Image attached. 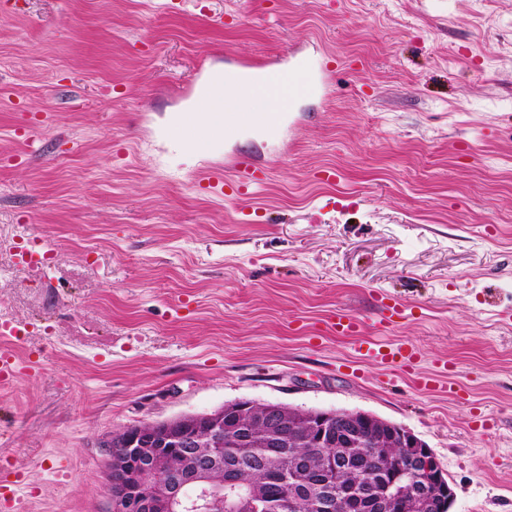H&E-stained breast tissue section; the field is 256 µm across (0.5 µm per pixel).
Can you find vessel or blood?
Masks as SVG:
<instances>
[{"label":"vessel or blood","mask_w":512,"mask_h":512,"mask_svg":"<svg viewBox=\"0 0 512 512\" xmlns=\"http://www.w3.org/2000/svg\"><path fill=\"white\" fill-rule=\"evenodd\" d=\"M259 70L267 74L264 89L276 96L280 109L276 112H240L236 118L241 124L254 127L264 135L278 136L285 118L294 112L300 99L328 93V86L321 74L298 52H289L287 65L263 63ZM267 177V167L252 158L237 156L225 161L223 172L215 173L210 184L214 187L223 184L245 189L261 186ZM21 334V329L12 319H0V384L12 382L24 370L11 345L12 339ZM354 350L359 358L379 365L408 367L415 357L413 347L404 343L360 342L355 344ZM24 484L23 475L14 470L10 463L0 464V512H19L17 504Z\"/></svg>","instance_id":"vessel-or-blood-1"}]
</instances>
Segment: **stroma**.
Instances as JSON below:
<instances>
[{"label":"stroma","mask_w":512,"mask_h":512,"mask_svg":"<svg viewBox=\"0 0 512 512\" xmlns=\"http://www.w3.org/2000/svg\"><path fill=\"white\" fill-rule=\"evenodd\" d=\"M292 49L328 94L279 138L169 129L214 65ZM237 153L267 181L203 191ZM0 267L18 351L42 354L0 385L27 512H107L101 437L238 400L404 425L452 512H512V0L0 5ZM382 294L403 319L381 324ZM340 307L359 337L333 332ZM358 338L418 359L360 360ZM446 365L467 399L418 385Z\"/></svg>","instance_id":"35a3bbf8"}]
</instances>
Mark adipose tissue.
<instances>
[{"label":"adipose tissue","instance_id":"ef3b65f1","mask_svg":"<svg viewBox=\"0 0 512 512\" xmlns=\"http://www.w3.org/2000/svg\"><path fill=\"white\" fill-rule=\"evenodd\" d=\"M228 98L246 101L255 112H272L276 109L273 99L227 84L223 67L217 66L201 80L195 96L184 109L171 115L170 122L191 131L192 146L205 147L218 141L225 133L224 101Z\"/></svg>","mask_w":512,"mask_h":512}]
</instances>
